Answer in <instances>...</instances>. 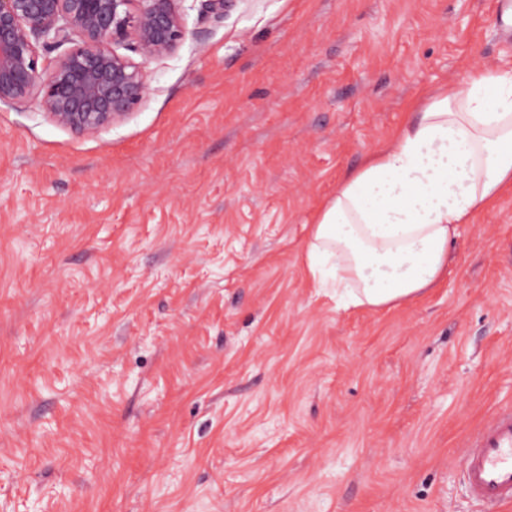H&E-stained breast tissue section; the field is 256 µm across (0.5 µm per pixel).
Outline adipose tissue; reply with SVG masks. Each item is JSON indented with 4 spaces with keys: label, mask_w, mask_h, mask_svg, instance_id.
Segmentation results:
<instances>
[{
    "label": "adipose tissue",
    "mask_w": 512,
    "mask_h": 512,
    "mask_svg": "<svg viewBox=\"0 0 512 512\" xmlns=\"http://www.w3.org/2000/svg\"><path fill=\"white\" fill-rule=\"evenodd\" d=\"M512 185V67L449 81L363 164L346 173L310 226L320 287L379 309L425 294L462 224Z\"/></svg>",
    "instance_id": "1"
}]
</instances>
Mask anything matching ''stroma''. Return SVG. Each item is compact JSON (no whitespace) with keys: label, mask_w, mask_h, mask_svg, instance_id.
<instances>
[{"label":"stroma","mask_w":512,"mask_h":512,"mask_svg":"<svg viewBox=\"0 0 512 512\" xmlns=\"http://www.w3.org/2000/svg\"><path fill=\"white\" fill-rule=\"evenodd\" d=\"M181 7L112 126L0 108V512H488L462 458L512 407V188L389 307L306 248L419 102L512 64L496 0Z\"/></svg>","instance_id":"stroma-1"}]
</instances>
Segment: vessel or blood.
Wrapping results in <instances>:
<instances>
[{
    "label": "vessel or blood",
    "instance_id": "vessel-or-blood-1",
    "mask_svg": "<svg viewBox=\"0 0 512 512\" xmlns=\"http://www.w3.org/2000/svg\"><path fill=\"white\" fill-rule=\"evenodd\" d=\"M463 469L476 499L495 508L512 505V407L478 430Z\"/></svg>",
    "mask_w": 512,
    "mask_h": 512
}]
</instances>
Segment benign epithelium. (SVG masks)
<instances>
[{
  "label": "benign epithelium",
  "instance_id": "1",
  "mask_svg": "<svg viewBox=\"0 0 512 512\" xmlns=\"http://www.w3.org/2000/svg\"><path fill=\"white\" fill-rule=\"evenodd\" d=\"M182 0H0V106L35 103L75 135H92L149 93L141 65L187 38ZM62 53L50 64L40 59Z\"/></svg>",
  "mask_w": 512,
  "mask_h": 512
}]
</instances>
